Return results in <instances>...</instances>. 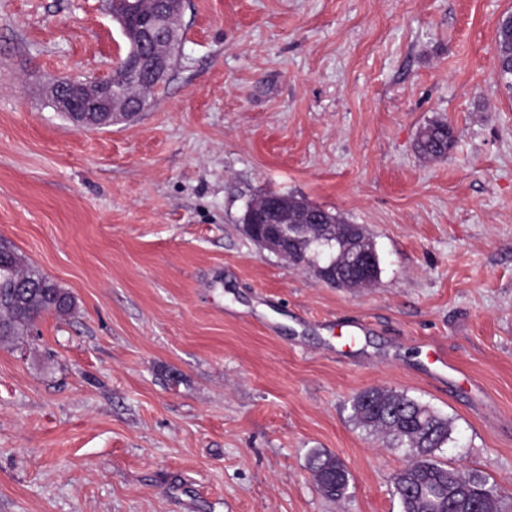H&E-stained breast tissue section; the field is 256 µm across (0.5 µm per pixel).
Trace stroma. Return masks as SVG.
Returning <instances> with one entry per match:
<instances>
[{"label":"stroma","mask_w":512,"mask_h":512,"mask_svg":"<svg viewBox=\"0 0 512 512\" xmlns=\"http://www.w3.org/2000/svg\"><path fill=\"white\" fill-rule=\"evenodd\" d=\"M512 0H186L171 79L79 130L104 0H0V240L77 309L0 345V512H401L409 462L349 420L370 387L447 416L441 462L512 496ZM449 121L436 160L420 129ZM295 194L369 232L368 288L254 245ZM446 364L435 363V355ZM350 472L332 502L313 449ZM496 60L500 62L501 68L498 76L501 79H508L512 76V28L511 24H500L496 31Z\"/></svg>","instance_id":"obj_1"}]
</instances>
